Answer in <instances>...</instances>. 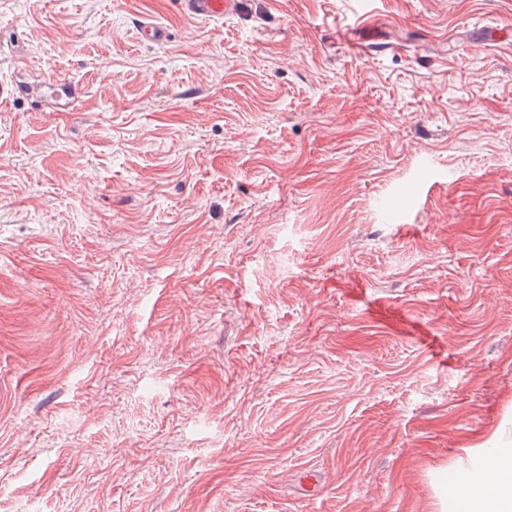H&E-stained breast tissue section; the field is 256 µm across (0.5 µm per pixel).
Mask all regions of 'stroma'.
<instances>
[{"label":"stroma","mask_w":512,"mask_h":512,"mask_svg":"<svg viewBox=\"0 0 512 512\" xmlns=\"http://www.w3.org/2000/svg\"><path fill=\"white\" fill-rule=\"evenodd\" d=\"M20 67L82 91L0 112V512H455L512 443V0H0ZM185 13L201 20L231 17L242 9L243 0H181ZM137 39L145 46H161L169 41V32L166 27L142 22L136 27Z\"/></svg>","instance_id":"1"}]
</instances>
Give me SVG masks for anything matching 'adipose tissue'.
Masks as SVG:
<instances>
[{
	"mask_svg": "<svg viewBox=\"0 0 512 512\" xmlns=\"http://www.w3.org/2000/svg\"><path fill=\"white\" fill-rule=\"evenodd\" d=\"M488 479L474 482L468 471L455 474L458 512H512V448L491 449Z\"/></svg>",
	"mask_w": 512,
	"mask_h": 512,
	"instance_id": "1",
	"label": "adipose tissue"
}]
</instances>
